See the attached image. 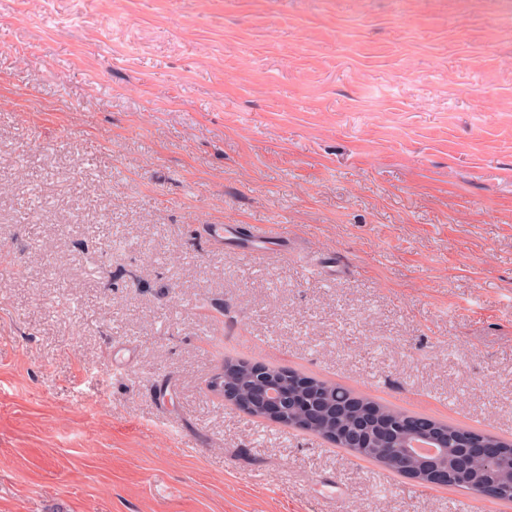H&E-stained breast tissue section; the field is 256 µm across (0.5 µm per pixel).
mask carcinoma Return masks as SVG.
Returning <instances> with one entry per match:
<instances>
[{"label": "carcinoma", "instance_id": "obj_1", "mask_svg": "<svg viewBox=\"0 0 512 512\" xmlns=\"http://www.w3.org/2000/svg\"><path fill=\"white\" fill-rule=\"evenodd\" d=\"M266 374L288 375V383L284 384V387L292 397L295 411L301 414L299 429L315 435L331 433L335 436V443L342 446V434L355 424L362 423L365 434L364 447L353 448L351 452L358 457L377 461L396 473L400 472L384 447L383 437L386 434L400 435L407 424L423 422L425 418L409 415L397 408L356 394L341 385L302 376L293 370L268 367ZM434 425L448 434V464L451 465L456 458L455 445L459 435L468 433L474 436L476 432L440 421L434 422ZM486 479V473L477 469L469 479L456 483L450 481L448 485H455L480 495L481 485Z\"/></svg>", "mask_w": 512, "mask_h": 512}]
</instances>
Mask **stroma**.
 Returning <instances> with one entry per match:
<instances>
[{
	"label": "stroma",
	"mask_w": 512,
	"mask_h": 512,
	"mask_svg": "<svg viewBox=\"0 0 512 512\" xmlns=\"http://www.w3.org/2000/svg\"><path fill=\"white\" fill-rule=\"evenodd\" d=\"M1 256L0 512H459L209 384L512 440V0H0ZM234 370H236V367L228 368L225 365L223 378L218 381L220 384L214 387L216 392L224 398L225 403L231 404L252 416H256L254 412L258 409L261 412L259 418L288 426V397L282 391L280 383L272 380L263 382L247 397H244L241 384L234 376ZM223 380L224 382H222Z\"/></svg>",
	"instance_id": "obj_1"
}]
</instances>
